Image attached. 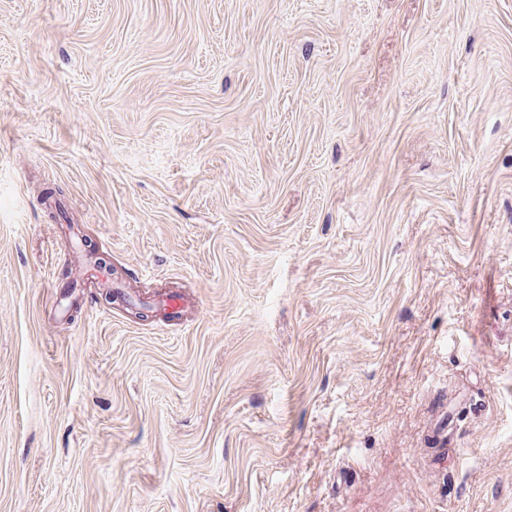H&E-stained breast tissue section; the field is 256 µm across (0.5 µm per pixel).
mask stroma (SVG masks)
Returning a JSON list of instances; mask_svg holds the SVG:
<instances>
[{"instance_id":"obj_1","label":"stroma","mask_w":512,"mask_h":512,"mask_svg":"<svg viewBox=\"0 0 512 512\" xmlns=\"http://www.w3.org/2000/svg\"><path fill=\"white\" fill-rule=\"evenodd\" d=\"M0 512H512V0H0Z\"/></svg>"}]
</instances>
